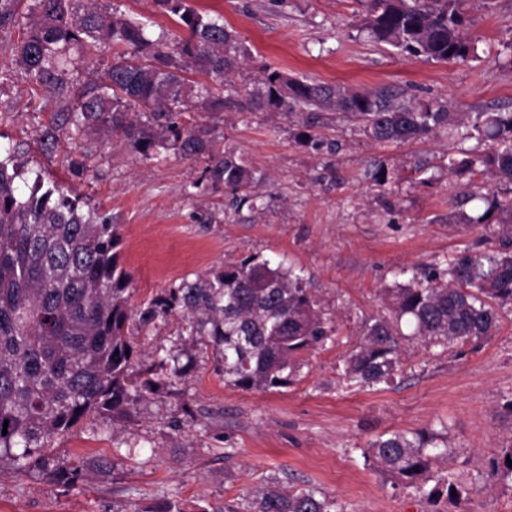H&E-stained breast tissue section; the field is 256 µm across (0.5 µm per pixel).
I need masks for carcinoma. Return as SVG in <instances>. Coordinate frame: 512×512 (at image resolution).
<instances>
[{
	"mask_svg": "<svg viewBox=\"0 0 512 512\" xmlns=\"http://www.w3.org/2000/svg\"><path fill=\"white\" fill-rule=\"evenodd\" d=\"M0 0V29L22 25L11 46L31 86L54 100L62 123L76 129L118 133L145 157L174 150L207 160L204 179L236 194L253 208L261 176L231 151L215 148L208 125L185 120L186 112H275L298 117L295 141L316 154L336 151L316 131L332 111L358 123L376 142H409L442 129L477 142L450 158L448 172L488 174L496 189L473 190L450 201L451 219L492 229L491 246L467 251L385 291L392 317L361 325V342L346 359L351 385L374 387L394 378L401 364L399 323L431 346L476 344L493 335L499 310L512 306V112H447L432 102L400 103L388 90H356L307 77H290L265 66L258 87L245 97L225 93L231 73L246 55L218 16L203 17L186 0H153L187 32L173 41L153 39L145 23L125 17L99 0ZM467 0H362L365 28L373 42L438 62H464L474 42L464 27ZM112 49V62L80 80L67 55L84 60ZM205 77L192 81L186 74ZM25 162L0 159V463L17 472L38 468L57 484L73 486L85 464L54 463L53 442L90 413L112 419L159 386L176 387L188 376L181 354L155 357L134 376L137 353L130 323L146 328L179 310L188 341L218 357L224 385L270 391L292 385L307 366L304 353L335 333L320 301L303 278L283 264L249 257L184 280L133 311L131 276L120 266L119 236L110 218L35 179L29 194L16 179ZM485 203L477 215L461 207ZM496 224L491 225L489 221ZM448 455L437 438L392 432L363 449L364 463L384 471L396 485L428 501L468 500L464 483L435 474L431 462ZM512 448L488 462L487 480L512 482ZM244 512H337L336 501L313 488L275 480L255 490Z\"/></svg>",
	"mask_w": 512,
	"mask_h": 512,
	"instance_id": "obj_1",
	"label": "carcinoma"
}]
</instances>
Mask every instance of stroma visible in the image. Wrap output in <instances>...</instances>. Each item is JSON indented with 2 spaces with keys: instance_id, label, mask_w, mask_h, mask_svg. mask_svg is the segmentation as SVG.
<instances>
[{
  "instance_id": "35a3bbf8",
  "label": "stroma",
  "mask_w": 512,
  "mask_h": 512,
  "mask_svg": "<svg viewBox=\"0 0 512 512\" xmlns=\"http://www.w3.org/2000/svg\"><path fill=\"white\" fill-rule=\"evenodd\" d=\"M190 4L223 15L247 49L231 82L242 96L268 65L297 78L388 89L450 112L512 111V0H469L465 18L477 49L460 63L371 42L360 31L358 0ZM18 36V29H0V154L26 161L19 192L38 176L82 209L111 217L120 264L131 275V308L181 279L256 256L299 273L337 333L309 353L293 385L243 391L225 386L213 351L189 349L182 312L133 329L139 362H151L160 349H189L185 383L142 401L130 420L92 414L56 440L59 463L107 455L116 460L110 474L65 487L37 469L0 468V512H149L165 499L240 512L271 477L324 492L338 512H512V487L485 485L488 461L512 445V311H503L496 333L476 345L400 337L402 365L391 382L358 387L343 379L362 321L387 313L384 289L445 257L484 249L483 227L448 221L451 198L486 180L449 174L448 159L463 142L442 131L382 145L336 119L319 133L339 148L321 157L296 143L287 118L197 113L218 150L234 151L263 177L257 208H238L230 189L203 180L205 160L172 150L146 158L121 135L57 127L51 103L32 93L8 51ZM53 127L57 143L49 150L42 136ZM375 163L389 171L385 185L368 175ZM185 405L195 416L189 427L180 423ZM394 431L439 434L448 457L433 469L472 485L468 501L427 502L365 465L363 448Z\"/></svg>"
}]
</instances>
